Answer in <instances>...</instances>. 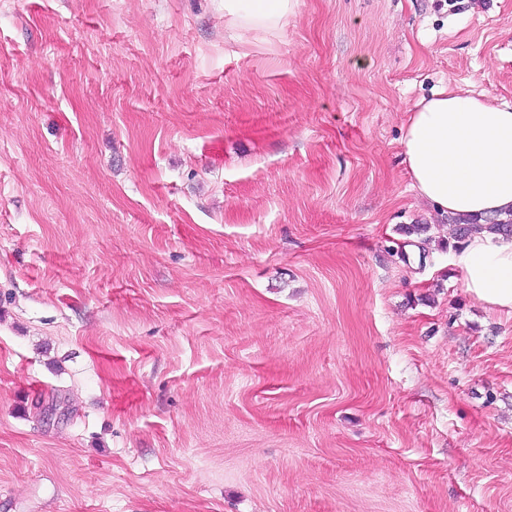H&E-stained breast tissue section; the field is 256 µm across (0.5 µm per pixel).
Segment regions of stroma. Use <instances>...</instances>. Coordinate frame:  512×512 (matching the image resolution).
I'll return each instance as SVG.
<instances>
[{"instance_id": "35a3bbf8", "label": "stroma", "mask_w": 512, "mask_h": 512, "mask_svg": "<svg viewBox=\"0 0 512 512\" xmlns=\"http://www.w3.org/2000/svg\"><path fill=\"white\" fill-rule=\"evenodd\" d=\"M443 85L512 105V0H0V512H512ZM296 0H224V18L245 35L251 32H276L294 12Z\"/></svg>"}]
</instances>
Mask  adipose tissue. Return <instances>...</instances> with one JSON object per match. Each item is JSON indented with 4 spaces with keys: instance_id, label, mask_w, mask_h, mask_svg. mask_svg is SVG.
<instances>
[{
    "instance_id": "1",
    "label": "adipose tissue",
    "mask_w": 512,
    "mask_h": 512,
    "mask_svg": "<svg viewBox=\"0 0 512 512\" xmlns=\"http://www.w3.org/2000/svg\"><path fill=\"white\" fill-rule=\"evenodd\" d=\"M296 0H224L240 34L282 29ZM418 196L443 215L512 213V107L439 87L411 112L402 138ZM468 291L512 312V239L484 231L455 254Z\"/></svg>"
}]
</instances>
